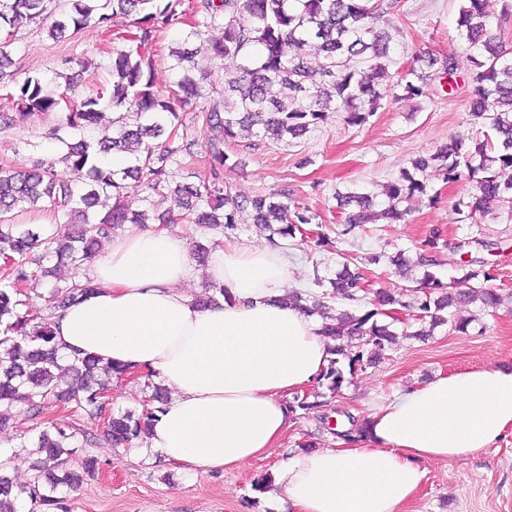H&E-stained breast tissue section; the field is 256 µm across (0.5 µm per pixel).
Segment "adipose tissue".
Returning <instances> with one entry per match:
<instances>
[{
	"mask_svg": "<svg viewBox=\"0 0 512 512\" xmlns=\"http://www.w3.org/2000/svg\"><path fill=\"white\" fill-rule=\"evenodd\" d=\"M222 286L202 309L185 238L161 225L113 237L88 275L96 290L58 311L63 353L152 370L169 388L149 447L188 471L231 472L268 457L291 425L286 400L330 357L318 320L280 301L277 247L225 239L206 269ZM362 441L302 452L276 472L294 512H399L431 460L472 455L512 429V365L438 375L366 417Z\"/></svg>",
	"mask_w": 512,
	"mask_h": 512,
	"instance_id": "ef3b65f1",
	"label": "adipose tissue"
}]
</instances>
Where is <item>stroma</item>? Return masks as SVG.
<instances>
[{"mask_svg":"<svg viewBox=\"0 0 512 512\" xmlns=\"http://www.w3.org/2000/svg\"><path fill=\"white\" fill-rule=\"evenodd\" d=\"M457 14V0H402L389 27L399 49L396 71H406L414 57L426 51L456 57L453 92L444 91L435 80L429 97H386L381 109L361 126L347 125L342 113L332 112L318 129L289 145L262 142L254 146L244 135L225 144V152L241 161L240 166L225 168V185L245 196L285 186L317 212L318 223L309 225L307 234L297 237L286 251L292 279L302 282L304 290L314 289L313 262L331 270L336 267L337 255L319 252L315 246L318 234L336 235L345 222L343 210L336 206V192L379 188L397 179L412 158L435 152L455 136L475 134L468 106L470 62L457 37ZM129 30L128 20L117 17L110 25L87 28L56 41L46 29L32 26L21 30L14 40L13 68L21 78L41 76L51 90L57 83L56 72L62 69V58L84 56L97 65L94 82L107 83L111 80L107 52L118 35ZM186 31V25H175L146 49L155 60L154 79L160 87L178 79L169 50ZM60 154L61 146L49 138L47 124L20 122L0 130V166L19 168L41 157L53 161L58 181L72 182L70 170L59 161ZM470 190V185L433 177L429 195L408 201L407 223L382 228L365 225L345 248L364 253L402 249L412 255L435 231L451 242L479 234L506 244L505 253L496 259V285L510 291L512 219L503 215L480 227L456 222L451 206ZM456 316L469 321L467 332L441 326L423 339H401L382 363L357 372L333 399L332 408L363 418L395 393L437 374L512 364V305L494 312L469 305L457 310ZM36 432V421L16 410L7 435H0V463L21 483L29 476V464L15 443ZM310 442L324 448L335 444L336 438L323 430L316 414L296 416L293 427L268 457L224 474L182 472L141 441L130 448L94 447L90 453L98 459L99 470L67 491L68 507L70 512H291L288 504L271 498L273 478L283 460ZM424 468L418 491L400 512H512V429L495 446L473 456L434 460ZM263 478L268 481L265 492L255 491L254 483Z\"/></svg>","mask_w":512,"mask_h":512,"instance_id":"stroma-1","label":"stroma"}]
</instances>
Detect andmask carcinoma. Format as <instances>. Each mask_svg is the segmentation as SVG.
Here are the masks:
<instances>
[{
    "instance_id": "carcinoma-1",
    "label": "carcinoma",
    "mask_w": 512,
    "mask_h": 512,
    "mask_svg": "<svg viewBox=\"0 0 512 512\" xmlns=\"http://www.w3.org/2000/svg\"><path fill=\"white\" fill-rule=\"evenodd\" d=\"M52 2L0 0V29L6 30L0 39V83L13 82L7 100L16 108L0 112V129L56 115L50 135L65 145L60 161L77 184L75 190L56 184L53 163L43 159L20 171L0 168V432L9 427L16 406L43 424L36 437L20 444L37 455L27 482H15L0 466V512H20L25 499L40 512H67L60 493L76 485L67 463L79 456L83 472L96 474L97 458L82 453V448L132 447L148 433L166 402L153 372L141 371V412L116 414L112 381L132 371L94 356L71 358L60 352L54 342V312L94 287L84 273L42 294L36 286L53 274L46 263L54 260L80 270L123 225L148 223L145 212L133 211L125 202L131 187L146 193L154 206L168 205L157 215L159 223L191 224L202 232L201 260L223 243L221 237L237 230L247 211L251 223L273 244L296 239L319 218L286 188L247 197L224 185L223 170L231 158L220 150L212 152L208 172L192 171L173 181L167 162L180 165L198 154L197 141L179 132L187 107L218 142L246 134L259 141L290 143L320 127L330 112L343 113L351 126L366 123L395 88L403 99L426 97L432 76L451 78L458 69L454 57L431 54L416 58L423 66L393 76L390 68L398 49L386 27L387 15L399 7V0H196L191 30L172 50L173 68L181 77L161 89L154 82L152 61L141 49L183 19L182 0H69L61 14L55 13ZM484 2L459 0L456 20L472 66L470 115L481 137H456L435 153L416 158L396 180L382 186L381 202L369 191L337 193L339 207L347 211L342 241L365 224L403 221L408 212L404 203L426 195L429 179L436 175L448 183L473 185V191L454 204L458 222L483 224L504 211L512 218V50L503 41L505 25L512 22V0H500L495 22ZM115 17L132 18L135 32L108 52L112 127L102 125L104 92L75 97V85L93 67L88 59H66L73 73L56 95L44 91L39 76L20 81L6 73L12 65V37L20 29L49 19L50 36L61 40L70 31L102 27ZM215 26L222 28V36L205 37V30ZM203 52L226 62L223 87L218 97L193 107L191 101L202 94L191 69ZM111 151L126 156L129 165L117 171L99 166L97 155ZM43 201L71 220L67 228L60 222L49 228L13 223L10 213L18 204ZM447 247L469 255L474 249L489 251L493 244L473 237L451 243L438 234L431 236L417 260L426 271L417 279L418 300L413 304L402 288L379 289L358 310L336 315L327 311L330 299H357L366 282L365 263L408 269L401 253H348L331 277L320 274L315 263L312 283L322 292H286L282 300L323 319L322 335L336 342L319 379L329 394L318 392L314 401L297 396L288 404L291 413L327 406L328 398L351 382L352 375L385 359L399 336L406 335L394 327L392 315L416 311L415 320L428 324L414 332L416 336H429L443 325L464 332L469 322L456 319L452 309L477 302L496 309L512 301V293L503 295L493 285L495 263L486 259L462 261L458 275L442 282L430 271L438 265L431 253ZM96 423L101 424L98 433L88 428Z\"/></svg>"
}]
</instances>
